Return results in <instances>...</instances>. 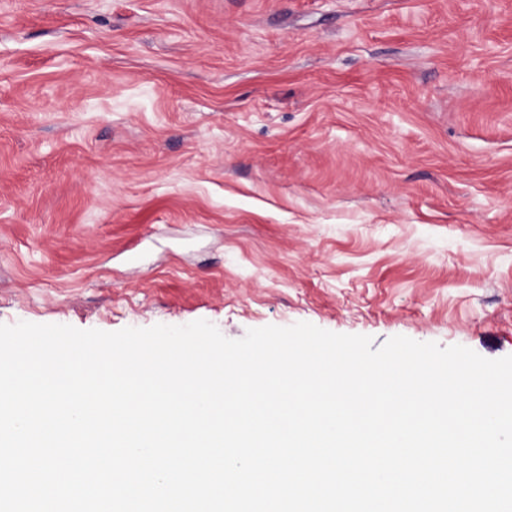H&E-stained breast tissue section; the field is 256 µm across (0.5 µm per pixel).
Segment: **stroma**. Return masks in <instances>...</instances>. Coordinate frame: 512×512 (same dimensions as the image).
<instances>
[{
  "label": "stroma",
  "mask_w": 512,
  "mask_h": 512,
  "mask_svg": "<svg viewBox=\"0 0 512 512\" xmlns=\"http://www.w3.org/2000/svg\"><path fill=\"white\" fill-rule=\"evenodd\" d=\"M199 319L512 355V0H0V323Z\"/></svg>",
  "instance_id": "obj_1"
}]
</instances>
